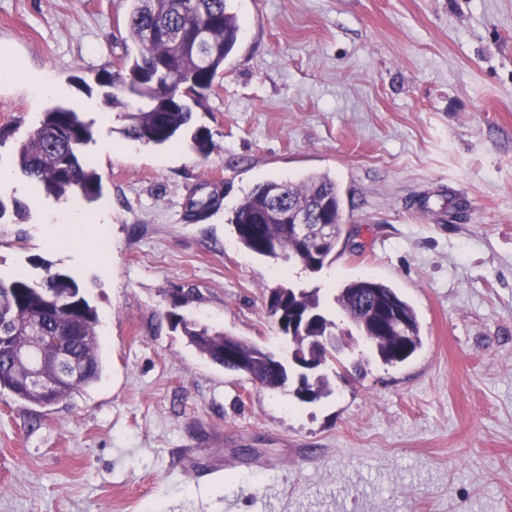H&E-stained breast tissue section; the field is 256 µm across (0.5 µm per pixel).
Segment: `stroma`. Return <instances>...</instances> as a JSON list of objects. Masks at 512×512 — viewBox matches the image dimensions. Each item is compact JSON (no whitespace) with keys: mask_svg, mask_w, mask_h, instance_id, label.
I'll return each instance as SVG.
<instances>
[{"mask_svg":"<svg viewBox=\"0 0 512 512\" xmlns=\"http://www.w3.org/2000/svg\"><path fill=\"white\" fill-rule=\"evenodd\" d=\"M230 6L238 44L193 113L204 158L128 138L94 84L130 43L126 0H0V197L26 208L0 224V277L47 262L75 278L103 362L53 406L0 398V512H512V0ZM87 99L102 194L76 219L15 151L46 109ZM316 172L341 191L334 258L312 274L244 249L227 222L243 195ZM215 189L221 205L185 220ZM360 278L415 308L423 346L405 363L335 302ZM278 284L318 289L340 329L313 403L203 358L171 320L283 354Z\"/></svg>","mask_w":512,"mask_h":512,"instance_id":"stroma-1","label":"stroma"}]
</instances>
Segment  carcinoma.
I'll list each match as a JSON object with an SVG mask.
<instances>
[{
  "instance_id": "1",
  "label": "carcinoma",
  "mask_w": 512,
  "mask_h": 512,
  "mask_svg": "<svg viewBox=\"0 0 512 512\" xmlns=\"http://www.w3.org/2000/svg\"><path fill=\"white\" fill-rule=\"evenodd\" d=\"M127 27L135 50H125L119 57V72H104L99 84L111 88L105 95L112 108L123 112L125 134L146 145L164 146L181 140L192 119L191 104L211 91L215 78L224 72V63L235 48L241 24L231 11L228 0H128ZM92 124L81 119L76 109L56 105L43 112L33 130L17 146L21 173L34 189L66 201L72 196L86 200L97 198L102 189L101 176L83 153L92 140ZM192 148L200 155L210 149L208 131L199 127L190 137ZM219 203L189 202L186 217L197 220ZM296 208L307 213L316 224L328 220L333 225V239L317 261L297 258L299 243L279 216L277 206ZM227 223L233 226L239 242L252 253L294 261L311 272L321 270L336 250L341 234L342 201L336 180L327 174H311L299 182L267 180L254 186L230 212ZM377 293L398 307L407 317L400 332L390 328L373 329L363 298ZM283 315L268 312L275 322L288 319L291 312H312L316 317L303 330L296 331V344L309 349L312 360L320 365L334 357L336 348L316 344L310 336H324L336 329L327 318L318 290L280 287ZM346 317L354 322L366 321L371 347L390 365L412 358L423 345L420 324L414 308L391 286L374 279H357L345 283L335 297ZM96 309L80 294L77 282L69 275L44 268L36 280L24 275L8 281L0 278V336L10 337L12 346L42 348V374L52 379L66 353L76 359L69 380L48 393L36 384L27 383L30 366L21 360L0 357V396L6 394L24 407H49L76 390L99 380L103 364ZM188 343L212 362L235 370L224 358V350L234 349L250 362L253 379L267 389L288 391L302 403H312L330 393L327 377L312 386L306 381H291L285 388L286 373L270 368L274 354L261 351L248 341L235 342L224 332L199 326L182 318ZM43 336H62L65 344L46 346Z\"/></svg>"
}]
</instances>
